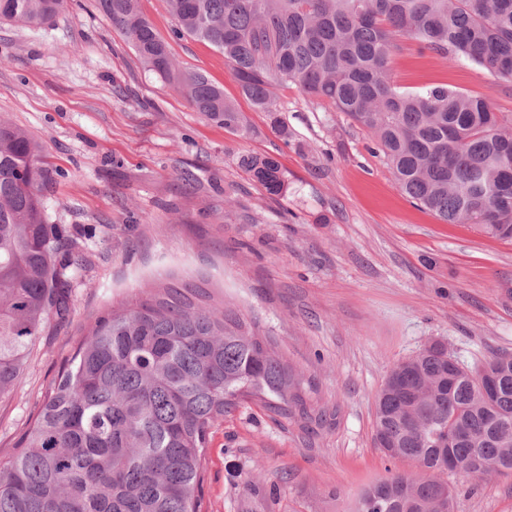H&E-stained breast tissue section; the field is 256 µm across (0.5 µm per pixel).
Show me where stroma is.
Segmentation results:
<instances>
[{
	"label": "stroma",
	"instance_id": "stroma-1",
	"mask_svg": "<svg viewBox=\"0 0 512 512\" xmlns=\"http://www.w3.org/2000/svg\"><path fill=\"white\" fill-rule=\"evenodd\" d=\"M179 68L221 86L239 131L195 112L140 62L94 0L55 23H0V117L27 131L52 171L49 223L84 263L70 317H48L26 369L0 398V460L43 405L96 318L154 282L203 285L262 333L302 377L310 417L254 404L218 420L206 450L204 512H353L364 488L416 472L373 443L389 367L434 340L470 370L512 352V240L446 224L395 186L368 134L328 102L281 86L276 114L240 92L221 52L171 35L166 0H139ZM396 86L491 94L512 115V80L404 45ZM287 125L282 138L273 119ZM270 155L288 191L272 196L239 164ZM452 512H512V475H447ZM255 483L259 493L244 487Z\"/></svg>",
	"mask_w": 512,
	"mask_h": 512
}]
</instances>
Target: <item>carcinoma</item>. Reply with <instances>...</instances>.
<instances>
[{
  "mask_svg": "<svg viewBox=\"0 0 512 512\" xmlns=\"http://www.w3.org/2000/svg\"><path fill=\"white\" fill-rule=\"evenodd\" d=\"M65 0H0V21L41 27ZM174 34L224 54L242 94L275 111L293 83L363 128L396 187L447 224L512 238V116L446 84L402 92L390 64L406 41L512 79V0H168ZM146 68L195 111L243 125L224 90L182 73L139 0H96ZM270 195L288 189L271 156L243 160ZM51 171L28 133L0 118V397L49 315H69L81 262L48 223ZM190 284L154 286L96 319L59 373L17 453L0 466V512H200L214 422L247 402L306 415L300 379L234 311ZM429 477L397 473L363 490L357 512H449L434 474L512 472V353L470 371L433 342L390 368L374 439Z\"/></svg>",
  "mask_w": 512,
  "mask_h": 512,
  "instance_id": "1",
  "label": "carcinoma"
}]
</instances>
